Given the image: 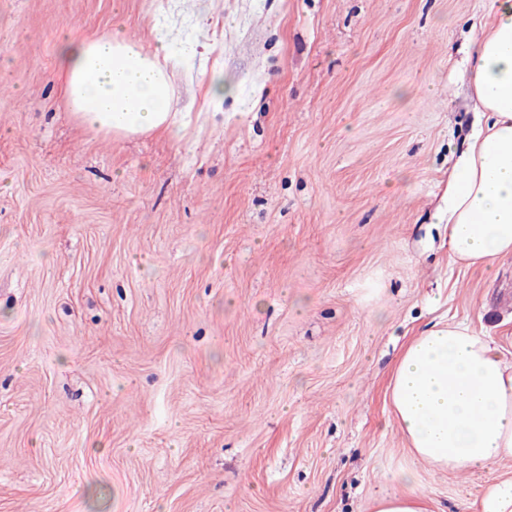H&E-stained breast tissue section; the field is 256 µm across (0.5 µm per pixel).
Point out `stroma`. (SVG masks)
Here are the masks:
<instances>
[{"instance_id":"obj_1","label":"stroma","mask_w":512,"mask_h":512,"mask_svg":"<svg viewBox=\"0 0 512 512\" xmlns=\"http://www.w3.org/2000/svg\"><path fill=\"white\" fill-rule=\"evenodd\" d=\"M488 0H0V512H444L387 387L426 325L512 352V258L448 259ZM178 49L181 141L105 138L61 32ZM223 72V102L206 98ZM396 481L401 485V491L373 498L371 512H435L432 503L417 490L413 473L403 472Z\"/></svg>"}]
</instances>
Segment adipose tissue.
<instances>
[{
    "label": "adipose tissue",
    "instance_id": "adipose-tissue-1",
    "mask_svg": "<svg viewBox=\"0 0 512 512\" xmlns=\"http://www.w3.org/2000/svg\"><path fill=\"white\" fill-rule=\"evenodd\" d=\"M470 59L485 123L448 173L443 219L452 263L492 269L512 257V0H491ZM62 92L75 121L109 137L162 133L178 141L166 41L144 51L122 30L63 34L57 42ZM388 398L414 457L448 471L488 470L512 461V360L463 324L432 325L402 350ZM400 492L376 496L371 512H435L413 473ZM461 512H512V477L496 476Z\"/></svg>",
    "mask_w": 512,
    "mask_h": 512
}]
</instances>
